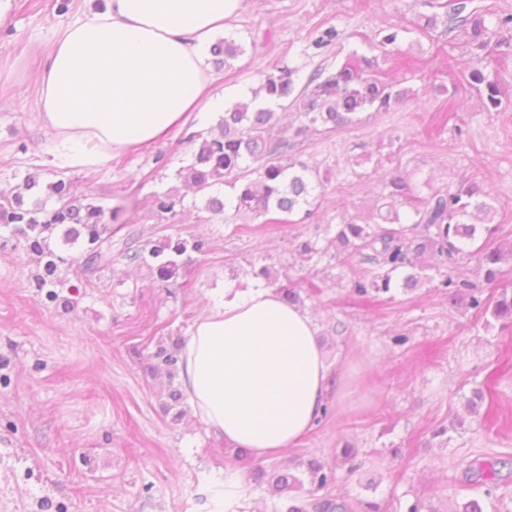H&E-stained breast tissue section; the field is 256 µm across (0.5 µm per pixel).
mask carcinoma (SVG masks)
I'll list each match as a JSON object with an SVG mask.
<instances>
[{"label": "carcinoma", "mask_w": 512, "mask_h": 512, "mask_svg": "<svg viewBox=\"0 0 512 512\" xmlns=\"http://www.w3.org/2000/svg\"><path fill=\"white\" fill-rule=\"evenodd\" d=\"M444 13L424 14L423 30L441 23L445 31H459L469 38L473 57L463 79L477 88L486 110L502 106V80L487 71L484 51L490 44V30L512 32V15L487 18L468 8V0L447 5L439 0H423ZM338 37L334 27L318 32L312 47L321 50ZM401 33L389 30L368 56L356 50L331 70L316 69L300 79L298 66L285 64L275 73L261 76L251 96L224 107V114L208 135H193L196 143L189 162L176 177L199 194L202 209L214 214L255 218L272 213L286 224H303L314 213L323 195L319 172L289 151L293 139L313 127L351 128L364 112H390L418 92L390 82L383 64L389 59L405 60L400 47ZM243 49L227 39L211 47L216 63L231 66ZM296 110L300 125L293 136L273 138L269 129L279 109ZM230 191L222 193L219 188ZM495 197L485 187L470 181L429 189L423 194L403 176L388 174L384 188L369 213L349 214L334 228L332 256L312 239L301 240L296 250L316 264L329 257L346 261L354 257L373 267L369 274L351 281V295L363 302L391 294L395 290L413 292L425 284L448 295V305L490 316L501 327L512 326V281L505 266H512V241L495 242L493 225L497 209ZM183 198L172 190L156 197L160 211L175 213ZM0 230L37 257L33 276L42 301L47 306L69 309L77 303L80 288L91 285L92 277L112 265L113 225L106 222L105 209L88 196H77L69 182L59 179L43 183L38 174H28L10 190L0 191ZM209 243L196 237L165 236L153 245L139 244L130 234L122 240L118 254L149 271L156 282L174 283L204 254ZM474 258L487 284L496 285L495 296L487 299L469 279L455 274L456 266ZM290 305L303 303L300 282L268 265L252 269ZM181 337L169 336L158 342L144 358L143 370L166 378L165 414L177 422L185 415L184 395L176 382ZM466 411L480 416L485 392L480 387L464 396ZM505 460L474 461L468 467V494L454 501L451 512H500L504 499L501 468ZM338 466H328L310 456L295 468L256 464L251 481L279 501L274 512H389L390 502L360 499L349 502L332 495Z\"/></svg>", "instance_id": "carcinoma-1"}]
</instances>
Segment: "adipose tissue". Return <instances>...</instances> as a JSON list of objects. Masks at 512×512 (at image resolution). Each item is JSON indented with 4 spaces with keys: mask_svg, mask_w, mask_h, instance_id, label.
I'll return each mask as SVG.
<instances>
[{
    "mask_svg": "<svg viewBox=\"0 0 512 512\" xmlns=\"http://www.w3.org/2000/svg\"><path fill=\"white\" fill-rule=\"evenodd\" d=\"M241 0H105L67 24L39 80L38 118L99 159L159 141L204 109L202 56ZM179 383L195 416L229 448L278 456L316 426L346 378L332 376L311 313L261 280L225 288L183 338Z\"/></svg>",
    "mask_w": 512,
    "mask_h": 512,
    "instance_id": "ef3b65f1",
    "label": "adipose tissue"
}]
</instances>
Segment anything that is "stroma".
<instances>
[{
	"label": "stroma",
	"mask_w": 512,
	"mask_h": 512,
	"mask_svg": "<svg viewBox=\"0 0 512 512\" xmlns=\"http://www.w3.org/2000/svg\"><path fill=\"white\" fill-rule=\"evenodd\" d=\"M96 3L69 0L63 11L60 0H0V190L29 173L45 182L62 178L105 209L120 208V237L199 236L211 249L166 288L147 269L115 259L66 310L41 304L30 285L32 257L15 240L0 239V354L10 358L11 379L0 386V512H47V500L68 512H209L207 493L232 458L192 416L175 424L164 415L158 394L166 379L144 374L140 353L186 335L225 284L250 279L254 267L268 263L301 277L295 238L327 242V225L344 211H366L391 171L437 188L476 179L497 199V239L512 241V104L486 111L466 84L473 49L464 35L415 32L426 12L421 0H244L223 31L242 54L233 67L207 68L215 92L241 97L260 74L286 63L308 73L333 68L351 49L368 51L379 32L402 28V48L416 66L391 60L385 68L419 96L393 112L363 113L350 129L296 138V157L319 169L324 187L308 223L227 221L199 209L190 191L171 216L155 197L179 188L176 172L191 156L193 136L214 119H195L153 146L79 167L55 163V138L36 120L37 75L49 48ZM329 26L339 33L335 45L313 51L318 29ZM451 96L462 117L439 120ZM355 158L356 170H345ZM367 269L356 258L317 267L320 290L304 306L320 326L332 372L360 378L361 389L284 461L313 454L332 465L350 444L363 466L351 476L338 470L334 495L364 496L373 478L377 498L405 503L418 495L448 512L465 492L470 463L512 459V329L449 308L427 285L358 303L348 288ZM396 333L408 336L405 346L392 347ZM475 387L490 407L477 418L463 406ZM455 418L465 421L462 433L447 443L432 438V429Z\"/></svg>",
	"instance_id": "1"
}]
</instances>
